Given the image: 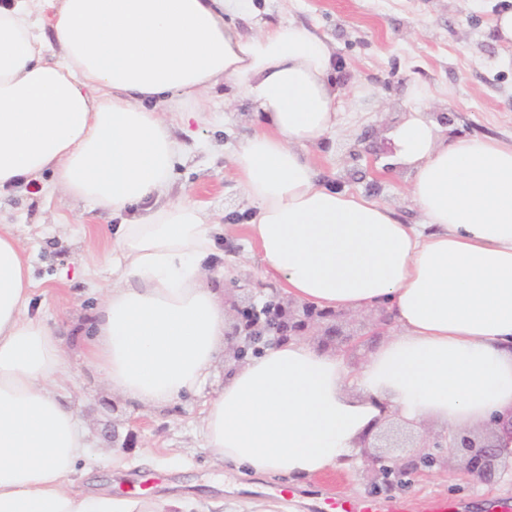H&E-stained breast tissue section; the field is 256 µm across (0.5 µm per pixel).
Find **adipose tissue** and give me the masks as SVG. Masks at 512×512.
<instances>
[{
    "label": "adipose tissue",
    "mask_w": 512,
    "mask_h": 512,
    "mask_svg": "<svg viewBox=\"0 0 512 512\" xmlns=\"http://www.w3.org/2000/svg\"><path fill=\"white\" fill-rule=\"evenodd\" d=\"M245 0H0V194L43 183L115 227L82 340L108 390L160 409L197 393L224 348L205 282L217 225L162 203L178 155L168 114L200 116L236 81L261 117L233 155L264 272L295 301L364 312L395 332L358 369L291 340L231 367L204 404V446L236 471L309 480L352 464L376 425L432 417L448 431L512 411V146L442 141L413 110L395 127L423 215L320 182L307 153L336 128L332 47L292 21L244 36ZM166 112H159L157 103ZM32 267L0 225V512H190L176 499L74 491L90 441L64 404L67 352L30 312Z\"/></svg>",
    "instance_id": "adipose-tissue-1"
}]
</instances>
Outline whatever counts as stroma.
<instances>
[{
	"label": "stroma",
	"mask_w": 512,
	"mask_h": 512,
	"mask_svg": "<svg viewBox=\"0 0 512 512\" xmlns=\"http://www.w3.org/2000/svg\"><path fill=\"white\" fill-rule=\"evenodd\" d=\"M256 15L237 24L244 35L258 23L289 19L315 32L335 50L332 76L343 117L320 147L311 149L320 180L363 194L389 207L405 224L421 221L407 186V171L394 165L391 132L410 109L440 124L441 137H490L512 144V46L495 34L504 0H254ZM259 118L231 81L210 92L201 122L175 128L179 156L166 201L190 200L222 231L216 238L211 288L225 301L238 299L229 284L240 261L256 263L245 224L252 210L232 163L239 142ZM72 226L53 228L55 216ZM0 218L11 224L30 255L35 282L31 310L56 328L68 348L72 380L66 394L90 434L93 463L79 471L86 491L117 497L146 492L190 498L201 512H317L328 498L371 497L362 463L293 485L243 476L216 462L204 446L198 417L213 385L162 410L141 413L112 397L89 367L71 329L87 320L98 290L110 279L104 262L112 250L111 215L91 203L24 186L0 196ZM460 455L447 469L416 479L393 500L422 512L434 497L459 504L461 512H488L495 500L512 501V470L492 483L462 473Z\"/></svg>",
	"instance_id": "obj_1"
}]
</instances>
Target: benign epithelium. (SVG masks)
<instances>
[{
    "label": "benign epithelium",
    "mask_w": 512,
    "mask_h": 512,
    "mask_svg": "<svg viewBox=\"0 0 512 512\" xmlns=\"http://www.w3.org/2000/svg\"><path fill=\"white\" fill-rule=\"evenodd\" d=\"M350 317L347 312L327 310L313 304H298L278 293L267 296L262 304L254 296L234 307L231 321L224 331V342L230 345L232 357L240 362L256 345L280 343L293 337L303 338L322 333L328 339L339 338L337 349L346 350L361 342L363 336L388 325L386 315L370 318L360 324L358 331L342 335L340 324ZM363 444L362 457L368 462L371 485L378 491L404 489L413 478L431 474L448 467V453H460L465 458L463 473L475 480L494 479L502 463L512 459V447L504 448L494 440H482L466 432L452 436L436 434L424 436V450L407 462H398L387 453L372 454Z\"/></svg>",
    "instance_id": "7a95c632"
}]
</instances>
